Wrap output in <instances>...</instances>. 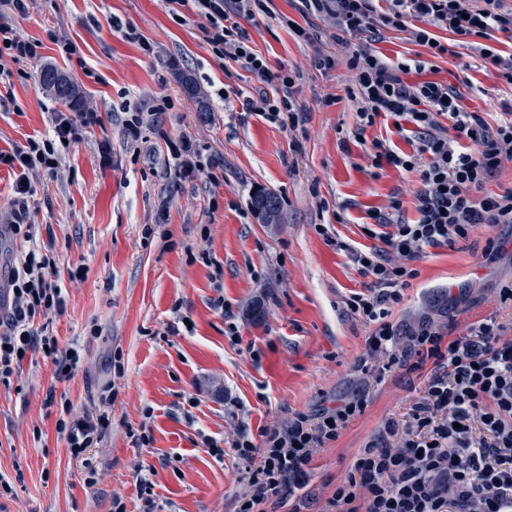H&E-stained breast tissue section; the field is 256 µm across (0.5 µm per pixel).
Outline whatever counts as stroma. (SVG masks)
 I'll list each match as a JSON object with an SVG mask.
<instances>
[{
    "mask_svg": "<svg viewBox=\"0 0 512 512\" xmlns=\"http://www.w3.org/2000/svg\"><path fill=\"white\" fill-rule=\"evenodd\" d=\"M263 5L238 22L271 70L294 77L295 98L307 109L294 128L243 114L241 102L259 82L240 63L210 53L193 5L175 14L165 0H26L21 12L7 0L0 5L1 23L42 44L39 57L12 65L10 85L0 86V150L51 134L64 106L39 84L47 65L79 89L81 109L102 117L85 140L62 150L55 176L31 179L37 238L52 243L57 280L67 291L54 332L60 345L79 342L84 361L61 382L38 353L24 360L19 386H0V473L17 491L8 512H112L116 496L126 512H141L135 480L145 468L153 471L162 512H234L246 476L231 446L239 427L255 436L289 413L335 407L354 390L350 366L364 353L370 328L346 315L345 301L366 279L316 227L358 246H380L364 229L371 211L385 210L395 195L402 219L414 220L416 174L375 167L370 154L377 139L416 151L418 136L397 132L386 115L358 131L333 19L303 13L298 0ZM116 18L136 28L153 54L113 29ZM292 21L308 39L294 36ZM59 38L72 41L76 54L62 58ZM321 54L337 57L336 67L316 68ZM437 66L405 80L455 87L464 109L491 125L512 109V84L469 49ZM187 75L198 97L185 93ZM161 99L167 109L151 115L139 139L128 137L126 112H149ZM182 136L205 150V169L191 178L178 175L164 143ZM104 141L112 146L108 166L98 152ZM260 191L280 201L275 223L252 205ZM485 244L480 235L429 249L394 320L412 324L429 314L461 327L512 320V309L496 299L497 288L512 282V244L490 259ZM76 268L83 277L70 280ZM185 318L193 331L181 330ZM116 359L122 370L114 369ZM107 386L113 402L106 408L100 395ZM424 386V377L399 370L368 387L364 415L316 456L308 512H318L330 480L344 474L383 420L402 419ZM51 392L66 396L78 416L110 411V430L81 458L70 456L56 415L44 409ZM144 430L151 443L136 445ZM208 437L225 441L223 459L211 456ZM90 467L97 471L91 485L84 481Z\"/></svg>",
    "mask_w": 512,
    "mask_h": 512,
    "instance_id": "35a3bbf8",
    "label": "stroma"
}]
</instances>
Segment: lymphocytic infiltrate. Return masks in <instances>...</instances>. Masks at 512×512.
Returning <instances> with one entry per match:
<instances>
[{
  "label": "lymphocytic infiltrate",
  "mask_w": 512,
  "mask_h": 512,
  "mask_svg": "<svg viewBox=\"0 0 512 512\" xmlns=\"http://www.w3.org/2000/svg\"><path fill=\"white\" fill-rule=\"evenodd\" d=\"M190 1L203 19L200 29L211 53L242 63L261 84L257 95L243 99V111L298 126L304 114L293 99V76L272 71L237 21L261 0ZM300 2L305 11L331 17L347 35L363 39L376 29H393L408 33L428 52L424 60L395 62L363 41L347 55L353 73L348 95L357 104L359 130L386 115L413 124L421 140L411 154L375 140L372 157L373 164L416 173V218L393 223L375 214L377 224L394 226L379 248L357 247L338 237L327 240L367 279L364 291L345 302L349 314L371 327L365 353L352 370L361 380L380 381L398 369L412 373L428 363L433 369L405 422L388 419L380 425L376 439L354 454L320 512H512V326L485 318L450 337L444 325L428 318L405 332L392 318L419 275L416 261L428 248L452 247L485 235L489 227L512 224V189H485L512 164V113L492 127L478 113L462 109L461 95L452 86L403 79L412 71L433 70L434 59L467 46L483 66L512 83V53L491 45L495 32H512V10H502V0H389L383 12L375 0ZM420 18L431 19L432 29L418 27ZM440 29L449 34L442 42L436 36ZM39 46L0 23V82L12 78L11 64L37 58ZM100 122L93 110L73 116L60 112L51 138H31L12 152H0V165L18 169L20 179L14 187L15 220L0 233L23 244L8 276L11 302L0 314V386H10L23 360L38 351L52 359L62 381L71 378L82 359L81 345L60 346L51 326L52 316L65 312L67 297L53 280V257L38 245L28 221L33 189L27 179L55 175L57 143H78ZM101 400L102 411L77 419L68 399L47 397L46 407L60 409L57 429L72 457L82 456L107 433L111 388L103 389ZM367 406L366 393L358 391L336 407L295 412L284 425L261 429V442L241 432L233 446L248 464V477L235 512H269L305 489L319 450L337 441Z\"/></svg>",
  "instance_id": "f902f5d3"
}]
</instances>
